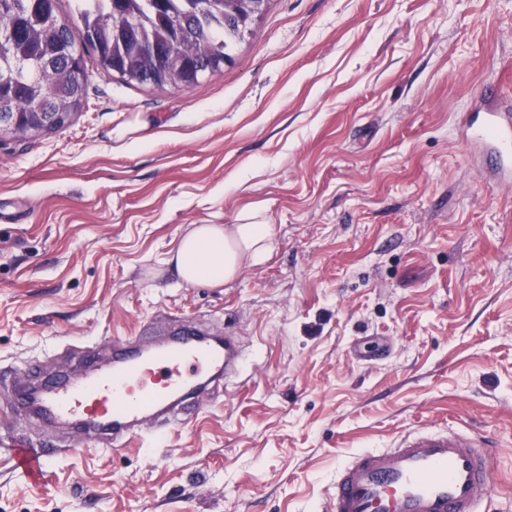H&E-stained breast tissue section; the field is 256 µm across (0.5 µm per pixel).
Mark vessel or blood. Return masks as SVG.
I'll use <instances>...</instances> for the list:
<instances>
[{
	"mask_svg": "<svg viewBox=\"0 0 512 512\" xmlns=\"http://www.w3.org/2000/svg\"><path fill=\"white\" fill-rule=\"evenodd\" d=\"M481 99L486 108L469 125V141L484 148L491 169L511 184L512 112L502 109L495 90H484ZM79 356L80 371L40 382L19 404L61 423L111 432L116 444L136 438L148 419L179 425L191 413L189 394L205 388L202 376L239 381L246 365L234 337L212 342L192 325L161 346L115 352L107 365L91 344L80 346ZM492 445L489 436L445 426L405 431L389 447L358 452L340 466L328 512H480L488 487L481 451ZM12 455L28 481L45 478L49 449L16 448Z\"/></svg>",
	"mask_w": 512,
	"mask_h": 512,
	"instance_id": "1",
	"label": "vessel or blood"
}]
</instances>
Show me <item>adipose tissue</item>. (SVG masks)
Returning <instances> with one entry per match:
<instances>
[{"label":"adipose tissue","instance_id":"adipose-tissue-1","mask_svg":"<svg viewBox=\"0 0 512 512\" xmlns=\"http://www.w3.org/2000/svg\"><path fill=\"white\" fill-rule=\"evenodd\" d=\"M273 242L268 224H194L179 238L167 262L184 284L220 287L244 268L263 265Z\"/></svg>","mask_w":512,"mask_h":512}]
</instances>
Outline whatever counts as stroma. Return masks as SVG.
Masks as SVG:
<instances>
[{
    "label": "stroma",
    "instance_id": "obj_1",
    "mask_svg": "<svg viewBox=\"0 0 512 512\" xmlns=\"http://www.w3.org/2000/svg\"><path fill=\"white\" fill-rule=\"evenodd\" d=\"M85 62L70 126L0 146V512H325L354 453L441 423L493 438L484 512H512V191L465 140L512 97V0H271L185 91ZM255 219L272 254L224 287L167 265ZM184 321L250 362L183 427L113 451L16 414L28 366ZM52 452L47 448H14L15 468L30 482H40L46 476V464Z\"/></svg>",
    "mask_w": 512,
    "mask_h": 512
}]
</instances>
